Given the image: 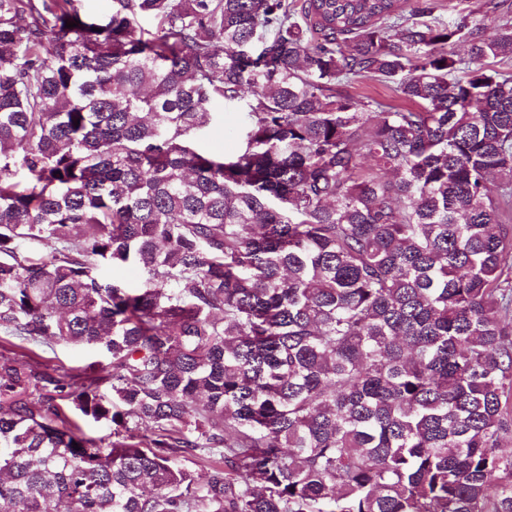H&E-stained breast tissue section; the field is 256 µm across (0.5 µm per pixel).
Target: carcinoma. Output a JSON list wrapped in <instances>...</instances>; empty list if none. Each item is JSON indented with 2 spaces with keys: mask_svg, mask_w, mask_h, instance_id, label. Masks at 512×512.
Segmentation results:
<instances>
[{
  "mask_svg": "<svg viewBox=\"0 0 512 512\" xmlns=\"http://www.w3.org/2000/svg\"><path fill=\"white\" fill-rule=\"evenodd\" d=\"M500 6L0 0V512H512ZM436 4L435 16L448 19L459 10H479L485 0H434ZM352 92L359 97L369 96L392 105H405L387 86L375 80L361 79ZM215 112L222 113L220 119L207 131L200 144L215 154H230L238 147L236 133L244 124L242 112L245 110L242 105L224 107V103H219ZM100 274L109 279L117 280L129 288H138L144 281V274L142 270L136 266L123 265V266H105L99 269ZM6 351L15 353L18 358L34 366L36 360H48L51 368L55 370L54 374L66 380L74 369L82 368L94 361L100 362L99 368L108 367V361L90 346L76 347L65 343L39 345L0 334V353Z\"/></svg>",
  "mask_w": 512,
  "mask_h": 512,
  "instance_id": "cac0c4a2",
  "label": "carcinoma"
}]
</instances>
